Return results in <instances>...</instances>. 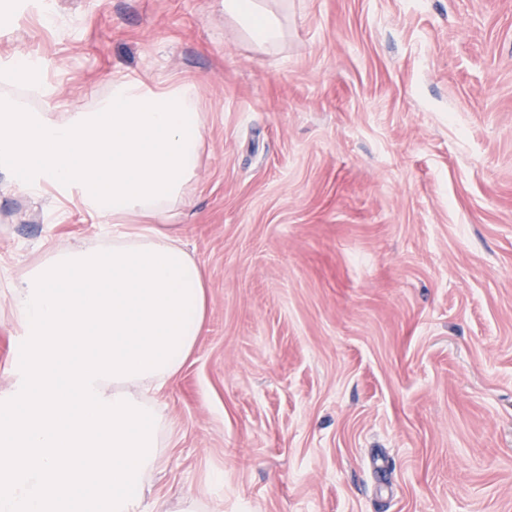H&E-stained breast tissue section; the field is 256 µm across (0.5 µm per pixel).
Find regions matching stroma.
Returning <instances> with one entry per match:
<instances>
[{
	"mask_svg": "<svg viewBox=\"0 0 512 512\" xmlns=\"http://www.w3.org/2000/svg\"><path fill=\"white\" fill-rule=\"evenodd\" d=\"M0 0V62L96 111L116 78L196 80L204 125L175 218L205 331L160 395L142 512H512V0H266L277 54L223 0ZM112 227L0 191L9 286Z\"/></svg>",
	"mask_w": 512,
	"mask_h": 512,
	"instance_id": "obj_1",
	"label": "stroma"
}]
</instances>
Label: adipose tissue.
<instances>
[{"label":"adipose tissue","mask_w":512,"mask_h":512,"mask_svg":"<svg viewBox=\"0 0 512 512\" xmlns=\"http://www.w3.org/2000/svg\"><path fill=\"white\" fill-rule=\"evenodd\" d=\"M224 13L266 53L283 31L263 0ZM203 121L196 85L117 79L95 112L57 116L0 99V189L76 194L102 223L149 219L93 247L57 245L10 305L23 360L0 405V512H139L159 463L162 390L205 327V274L166 220L188 201Z\"/></svg>","instance_id":"obj_1"}]
</instances>
